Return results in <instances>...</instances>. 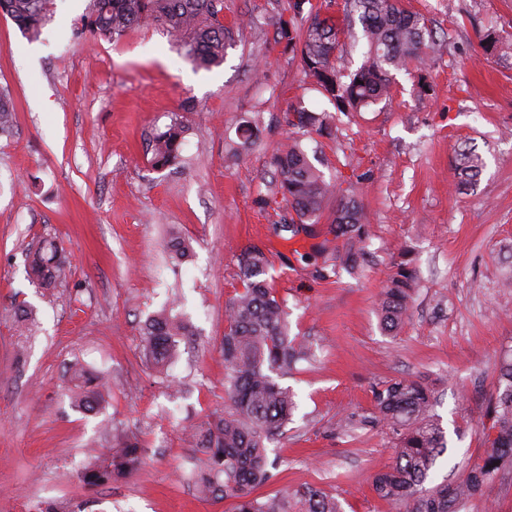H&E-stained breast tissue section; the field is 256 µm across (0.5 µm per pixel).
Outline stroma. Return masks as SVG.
Returning <instances> with one entry per match:
<instances>
[{
	"label": "stroma",
	"mask_w": 512,
	"mask_h": 512,
	"mask_svg": "<svg viewBox=\"0 0 512 512\" xmlns=\"http://www.w3.org/2000/svg\"><path fill=\"white\" fill-rule=\"evenodd\" d=\"M89 0H54L40 37L0 13V92L15 119L0 135V310L23 305L18 332L0 314V512L70 500L82 512H227L198 497L199 460L183 429L223 409L224 303L241 287L247 246L271 260L291 335L314 355L281 378L298 408L270 444L275 495L308 483L344 512H393L371 487L391 459L385 431L345 428L369 415L372 390L427 377L448 450L429 485L456 481L483 449L480 414L512 351V55L484 54L494 29L512 40V0H402L430 18L438 52L426 71H396L389 102L340 112L302 89L298 59L275 41L277 0H224L228 48L221 66L195 69L157 26L116 41L82 29ZM432 89L421 92L419 77ZM329 112L334 136L305 139L326 176L355 181L370 222L371 256L358 274L320 276L304 253L331 238L336 200L319 224L293 238L274 226L285 208L254 200L273 179L272 155L288 135L292 106ZM261 113L256 143L232 159L241 119ZM187 128L184 165L157 170L146 149L171 120ZM476 146L485 167L472 190L456 186V155ZM193 251L173 263L167 233ZM53 237L70 255L62 286L30 284L25 253ZM418 276L413 316L383 330L378 300L402 250ZM195 329L161 383L142 353L141 326L169 306ZM106 373L112 403L75 408L68 366ZM135 434L144 463L127 480L89 488L87 452L112 429ZM460 512H512V472Z\"/></svg>",
	"instance_id": "stroma-1"
}]
</instances>
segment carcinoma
I'll return each mask as SVG.
<instances>
[{
    "mask_svg": "<svg viewBox=\"0 0 512 512\" xmlns=\"http://www.w3.org/2000/svg\"><path fill=\"white\" fill-rule=\"evenodd\" d=\"M276 21L277 42L299 58L304 76L344 112H358L389 98L392 71L413 64L423 70L434 49L433 22L404 9L400 0H341L340 13L329 12L334 0H285ZM53 0H0V12L25 33L40 34L49 21ZM145 22L166 31L185 55L204 68L224 63L227 28L224 0H90L84 28L98 40L115 41ZM352 46L363 43V62L354 72L338 64L341 36ZM487 55L502 48L512 51L491 31L482 37ZM13 105L0 92V134L8 132ZM294 128L273 155L275 182L255 204L266 209L277 201L290 208L300 224L318 223L324 203L339 201L334 238L320 248L322 265L355 270L367 254L369 224L357 200L355 184L325 177L301 145V137L331 134L332 116L326 112H298L286 119ZM186 128L175 119L153 136L150 150L158 170L179 163ZM484 167L482 157L469 148L457 155L456 170L463 185L474 186ZM167 249L175 259L189 250L177 232ZM242 289L224 304V392L231 409L211 417L190 432L195 451L204 455L193 480L202 494L230 502L229 512H341L335 497L313 485H304L280 497H263L257 490L273 478L268 469L267 444L285 433L296 408L293 392L275 376L288 371L312 352L306 342L288 332L284 300L266 278L268 258L257 248L239 255ZM70 262L64 248L52 238L30 252L27 274L39 288L65 280ZM416 278L408 262L381 293V324L397 332L412 317ZM194 335L182 314L161 311L142 327L145 360L165 373L182 341ZM74 405L99 412L110 391L97 372L74 363L68 369ZM374 408L361 419L364 426L385 429L391 461L372 480L376 496L396 512H459L460 505L480 496L499 475L512 470V357L500 364L497 385L482 409L484 450L469 463L464 476L453 483L427 489L430 471L447 450L445 432L434 413V391L421 378H397L372 391ZM142 458L137 437L117 433L104 451L88 458L79 469L81 481L98 487L133 474Z\"/></svg>",
    "mask_w": 512,
    "mask_h": 512,
    "instance_id": "1",
    "label": "carcinoma"
}]
</instances>
